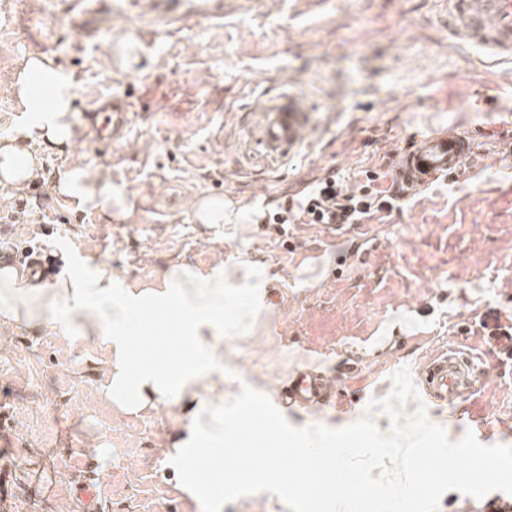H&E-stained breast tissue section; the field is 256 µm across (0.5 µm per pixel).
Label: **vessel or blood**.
Listing matches in <instances>:
<instances>
[{
    "label": "vessel or blood",
    "instance_id": "1",
    "mask_svg": "<svg viewBox=\"0 0 512 512\" xmlns=\"http://www.w3.org/2000/svg\"><path fill=\"white\" fill-rule=\"evenodd\" d=\"M158 16L174 21L194 16L220 17L224 0H156ZM449 38L477 49L495 63H512V0H445L439 20ZM134 105L128 100H100L94 110L102 129L123 128ZM309 130L308 109L299 91L273 97L260 116L255 146L276 160L300 151ZM477 148L474 136L464 130L436 129L417 136L404 151L397 170L405 192H417L460 172ZM471 360L451 349L431 356L419 380L427 402L458 406L475 385ZM326 384L310 369L294 371L275 402L283 408L318 403L325 399Z\"/></svg>",
    "mask_w": 512,
    "mask_h": 512
}]
</instances>
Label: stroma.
Masks as SVG:
<instances>
[{
  "label": "stroma",
  "instance_id": "obj_1",
  "mask_svg": "<svg viewBox=\"0 0 512 512\" xmlns=\"http://www.w3.org/2000/svg\"><path fill=\"white\" fill-rule=\"evenodd\" d=\"M437 0H224L217 19L169 23L153 0H0V137L19 118L10 86L20 60L52 56L75 84L78 137L43 158L53 178L97 169L123 192L130 216L105 223L87 207L30 189L0 207V249L43 246L57 271L101 269L118 287L145 284L170 264L201 268L234 258L267 268L256 323L224 339V397L241 383L274 395L291 368L338 378L336 403L285 410L296 427L341 428L389 396L401 367L419 372L453 346L477 368L464 408L431 406L449 439L487 416V444L512 446V370L498 368L480 325L488 310L512 320V64L452 41L435 23ZM298 88L311 126L301 152L257 178L244 158L257 111L274 88ZM130 95L139 114L121 140L87 139L92 100ZM439 128L465 129L476 154L448 181L403 208L331 231L267 224L268 209L336 172L355 189L365 171L392 184L400 150ZM222 198L238 224L196 223L192 205ZM410 336L385 352L378 339ZM107 358L91 340L24 331L0 345V433L24 453L0 467L9 512H84L77 481L98 464L99 512H182L190 495L167 450L178 405L125 412L100 399ZM52 492L31 498L28 470Z\"/></svg>",
  "mask_w": 512,
  "mask_h": 512
}]
</instances>
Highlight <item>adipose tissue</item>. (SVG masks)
<instances>
[{
  "label": "adipose tissue",
  "mask_w": 512,
  "mask_h": 512,
  "mask_svg": "<svg viewBox=\"0 0 512 512\" xmlns=\"http://www.w3.org/2000/svg\"><path fill=\"white\" fill-rule=\"evenodd\" d=\"M23 114L10 136L0 139V186L24 193L42 179L39 151H62L75 137L71 76L44 54L25 57L11 85ZM52 195L91 207L112 220L123 195L101 172L82 167L62 170ZM270 273L242 263L217 262L207 268L174 264L153 283L117 287L107 272H64L50 281L14 265L0 266V332L40 330L60 336H88L109 356L100 398L128 409L149 403L195 404L173 443L170 460L205 458L213 469L224 466V353L226 335L239 332L263 309ZM182 312L169 329L168 356L137 357L130 333L145 311ZM208 402H199L200 392ZM264 467L230 489L266 490L287 497L290 473L273 449L263 451Z\"/></svg>",
  "instance_id": "1"
}]
</instances>
